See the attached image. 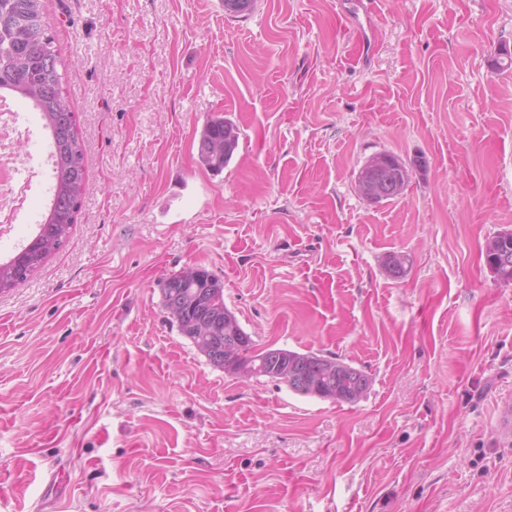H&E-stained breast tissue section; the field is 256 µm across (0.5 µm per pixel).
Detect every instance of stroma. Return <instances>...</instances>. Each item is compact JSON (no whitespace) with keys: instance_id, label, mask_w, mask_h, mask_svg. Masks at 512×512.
<instances>
[{"instance_id":"stroma-1","label":"stroma","mask_w":512,"mask_h":512,"mask_svg":"<svg viewBox=\"0 0 512 512\" xmlns=\"http://www.w3.org/2000/svg\"><path fill=\"white\" fill-rule=\"evenodd\" d=\"M357 2L44 0L87 178L0 295V512H512V285L484 257L512 230V0ZM379 152L426 167L375 205ZM192 265L259 348L340 356L367 396L210 365L160 304ZM239 138V128L232 119L224 116L208 119L198 141L200 164L212 172H222L231 162ZM383 160L388 161L391 164H394V160L389 156H384L383 153L374 154L370 158L366 160V162L361 167L357 177V183L361 191H363V198L370 203H375L377 199V190L375 188L374 183L369 177V173L371 170L380 166Z\"/></svg>"}]
</instances>
